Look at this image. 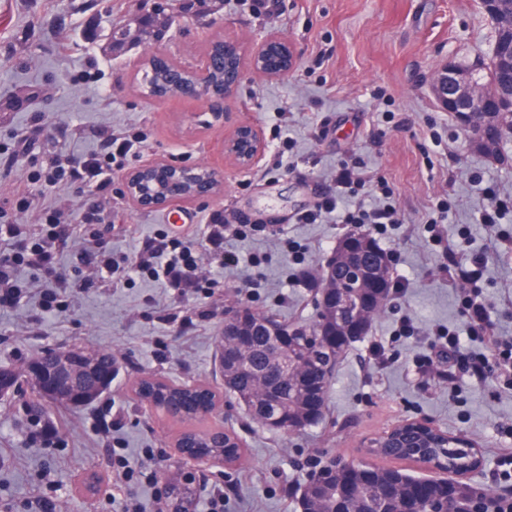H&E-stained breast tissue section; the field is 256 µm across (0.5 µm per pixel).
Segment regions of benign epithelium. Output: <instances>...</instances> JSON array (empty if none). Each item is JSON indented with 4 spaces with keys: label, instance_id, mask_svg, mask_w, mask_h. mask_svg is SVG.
I'll use <instances>...</instances> for the list:
<instances>
[{
    "label": "benign epithelium",
    "instance_id": "1",
    "mask_svg": "<svg viewBox=\"0 0 512 512\" xmlns=\"http://www.w3.org/2000/svg\"><path fill=\"white\" fill-rule=\"evenodd\" d=\"M502 0H481L487 17L502 26L507 35L497 37L493 51L492 68L503 73L512 71V12L503 18ZM224 65V89L210 93L203 87H191L189 98L202 102L208 112L207 123L211 126L224 122L223 104L241 86L246 72L281 78L292 73L298 65L294 46L277 33L269 32L247 48L226 40L220 54ZM431 90L440 107L455 115L459 126L469 140L477 145L489 142L488 128L498 127L501 138L512 134V125L504 123L501 116L512 112V88L503 86L501 95L490 99L480 83L473 78L472 70L455 64H447L439 70L431 82ZM266 149L260 131L250 124L238 125L224 139V154L241 170L256 165ZM220 185L216 172L203 166H188L168 160H156L143 164L124 178V195L142 210H163L184 199L204 200L213 197ZM365 230L347 233L336 248L325 258L322 265L323 286L318 295L321 306L331 310L342 308L345 299L337 298L336 278L343 272L346 286L364 287L370 278L371 268H393L392 253L370 250L371 259L364 261L354 253L350 242L355 237H366ZM89 358L79 352L38 355L29 360L26 371L0 370V397L21 386L28 376L35 377L32 392L39 397L61 398L75 391L84 390L86 380L93 381L92 388L108 390L107 381L99 378L87 366ZM183 465H204L208 468L225 465L224 458L208 457L197 453L178 451Z\"/></svg>",
    "mask_w": 512,
    "mask_h": 512
}]
</instances>
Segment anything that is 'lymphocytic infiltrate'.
I'll return each mask as SVG.
<instances>
[{"mask_svg":"<svg viewBox=\"0 0 512 512\" xmlns=\"http://www.w3.org/2000/svg\"><path fill=\"white\" fill-rule=\"evenodd\" d=\"M144 143L143 137L107 128L101 133L98 151L53 156L33 164L32 176L45 186L62 190L102 188L111 183L113 170L143 152ZM13 205L15 211L30 214L39 231L30 233L27 225L15 223L0 212V236L13 242L9 252L0 253V309L16 307L21 299L20 286L12 276L17 267L38 271L50 281L51 288L44 293L42 306L55 311L68 309V297L75 286L89 289L120 272L129 279L146 278L180 293L190 290L201 294L208 286L207 277L201 273L203 260L184 235L159 230L154 239L137 251L133 261L122 266L114 262L108 242L97 230L108 219L102 203L67 209L47 206L22 194ZM72 232L79 233L84 242L75 257L86 271L78 285L59 263L61 243Z\"/></svg>","mask_w":512,"mask_h":512,"instance_id":"obj_1","label":"lymphocytic infiltrate"}]
</instances>
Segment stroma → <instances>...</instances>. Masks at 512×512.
<instances>
[{
  "label": "stroma",
  "instance_id": "stroma-1",
  "mask_svg": "<svg viewBox=\"0 0 512 512\" xmlns=\"http://www.w3.org/2000/svg\"><path fill=\"white\" fill-rule=\"evenodd\" d=\"M152 0H0V143L28 137L39 158L60 152L83 154L99 142L100 127L139 128L148 136L140 158L112 174L106 189L58 191L27 179L28 164L0 170V207L26 193L48 206L106 201L112 230L105 238L116 258L133 256L143 240L163 227H179L200 251H208L209 215L244 222L252 237L228 238L224 248L257 253L259 266L225 270L210 264L207 294L172 295L154 282L122 277L74 292L64 312H47L41 297L49 284L18 268L24 285L17 308L0 310V367L21 368L45 349L104 350L116 358L108 394L72 409L32 393L0 400V512H113V500L137 497L142 512H162L166 475L178 466L176 440L185 423L136 400L134 386L145 374L220 390L217 341L232 308L248 306L285 322L315 316L304 272L324 257L350 227L328 216L301 224V212L335 193L339 165L360 160L369 180L366 203L390 191L403 223L377 243L394 255L393 277L404 284L392 293L368 334L337 364L324 418L292 434L257 427L242 406L225 399L216 414L194 421L198 430L233 432L244 445L232 466L197 475L192 512H205L213 489H223L224 512H299V489L316 463L332 456L368 460L369 442L393 426L423 420L476 447L481 465L470 480L494 491H512L499 480V462L512 457V385L491 375L469 378L448 362L433 332L456 330L465 348L493 356L491 346L469 336L460 306L463 282L452 278L429 239L427 222L441 217L458 257L483 251L488 264L478 283L495 333L512 336V250L499 244V230L512 232V213L501 229L486 227L480 214L489 192L512 197V142L492 158L476 149L451 113L429 91L446 63L478 69L488 62L495 30L478 0H277L270 16L257 17L242 0H206L187 13L170 5L164 39L133 48L109 44L112 28L147 12ZM276 32L293 44L299 63L283 78L246 74L229 98L225 126L207 127L201 104L185 98H145L136 80L141 63L157 54L183 66L200 63L215 38L250 43L255 33ZM69 50L60 53V42ZM292 114L287 139L277 128L282 111ZM43 129L29 130L32 113ZM241 123L257 127L266 143L255 167L243 172L224 157L221 144ZM154 159L217 169L218 196L180 201L144 211L123 194L126 170ZM446 213H438V202ZM470 228L459 238V228ZM301 244V261L282 252L271 232ZM211 309L198 320L200 308ZM413 335L396 338L401 317ZM391 357L375 366L372 348ZM62 431L50 443L34 441L29 407ZM156 470L157 484L124 482L112 469L115 445ZM101 491L91 495L87 483Z\"/></svg>",
  "mask_w": 512,
  "mask_h": 512
}]
</instances>
